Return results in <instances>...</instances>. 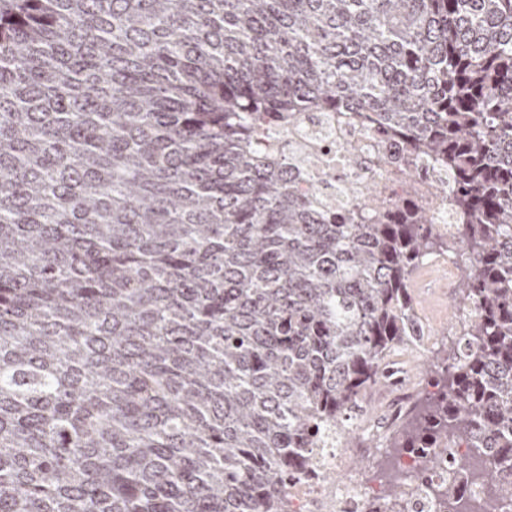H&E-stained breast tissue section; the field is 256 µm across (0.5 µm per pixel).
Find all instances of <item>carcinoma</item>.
I'll return each instance as SVG.
<instances>
[{"label": "carcinoma", "instance_id": "obj_1", "mask_svg": "<svg viewBox=\"0 0 512 512\" xmlns=\"http://www.w3.org/2000/svg\"><path fill=\"white\" fill-rule=\"evenodd\" d=\"M307 107L373 113L448 180L328 223L251 146ZM444 199L474 317L396 447L477 449L449 466L494 512L512 0H0V512H283L312 431L424 336L408 282Z\"/></svg>", "mask_w": 512, "mask_h": 512}]
</instances>
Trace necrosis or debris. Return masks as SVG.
I'll return each mask as SVG.
<instances>
[{
	"label": "necrosis or debris",
	"instance_id": "4bbe7bcc",
	"mask_svg": "<svg viewBox=\"0 0 512 512\" xmlns=\"http://www.w3.org/2000/svg\"><path fill=\"white\" fill-rule=\"evenodd\" d=\"M351 142L362 159L354 171L342 163V148ZM257 145L281 168L295 169L302 190L322 201L324 214L331 221L342 215L357 216L365 223L373 220L367 208L341 193L340 187L346 181H354L361 189L374 184L387 193L408 198L420 196L427 183L421 175L422 169L429 166L427 159H420L419 172L405 175L402 165L406 152L398 139L384 135L375 123L359 119L350 111H309L292 122L279 119L263 130ZM454 454V449H439L442 463L430 474L423 469L421 452L392 457V470L409 492L408 512H444L429 492L428 483L432 480L456 481L473 501L486 498L484 487L459 476L450 467ZM352 455V449L336 447L332 440L318 442L312 450L310 467L287 482L288 512H379L383 498L380 484L339 488L325 481L330 470L348 468Z\"/></svg>",
	"mask_w": 512,
	"mask_h": 512
}]
</instances>
